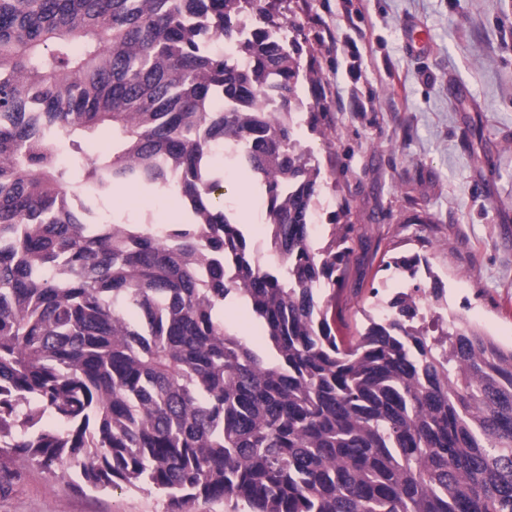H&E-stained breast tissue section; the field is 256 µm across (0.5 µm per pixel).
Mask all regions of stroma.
Listing matches in <instances>:
<instances>
[{
  "label": "stroma",
  "mask_w": 512,
  "mask_h": 512,
  "mask_svg": "<svg viewBox=\"0 0 512 512\" xmlns=\"http://www.w3.org/2000/svg\"><path fill=\"white\" fill-rule=\"evenodd\" d=\"M302 28L296 134L323 176L320 223L353 225L340 336H358L376 301L438 279L451 310L512 344V0H288ZM425 54L406 49L410 29ZM224 202L253 239L258 183L235 170ZM114 220L178 224L185 209L115 188ZM417 254L416 279L395 278L392 258ZM0 512H167L156 491H76L81 477L17 460Z\"/></svg>",
  "instance_id": "1"
}]
</instances>
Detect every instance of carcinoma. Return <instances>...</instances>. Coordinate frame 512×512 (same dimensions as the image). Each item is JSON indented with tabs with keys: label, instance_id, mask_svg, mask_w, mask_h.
<instances>
[{
	"label": "carcinoma",
	"instance_id": "cac0c4a2",
	"mask_svg": "<svg viewBox=\"0 0 512 512\" xmlns=\"http://www.w3.org/2000/svg\"><path fill=\"white\" fill-rule=\"evenodd\" d=\"M275 17L273 0H0V474L23 456L179 510L512 512V347L468 318L415 325L409 293L336 336L353 225L331 216L315 245L302 29ZM97 135L112 151L92 157ZM224 141L264 189L279 265L214 204ZM165 163L189 222L163 236L68 207L150 195ZM231 303L268 350L226 323Z\"/></svg>",
	"mask_w": 512,
	"mask_h": 512
}]
</instances>
